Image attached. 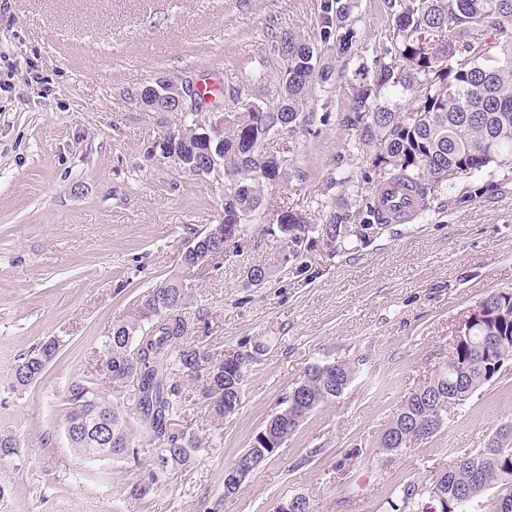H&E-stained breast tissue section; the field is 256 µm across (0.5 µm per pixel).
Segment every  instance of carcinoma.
I'll use <instances>...</instances> for the list:
<instances>
[{"mask_svg": "<svg viewBox=\"0 0 512 512\" xmlns=\"http://www.w3.org/2000/svg\"><path fill=\"white\" fill-rule=\"evenodd\" d=\"M393 37L376 61L371 78L351 85L350 125L363 128L373 145V164L379 185L401 184L413 194L418 210L431 202L448 182L445 174L469 178L484 169L512 162V35L503 42L484 38L492 28L512 30V0H387ZM356 0H321L319 35L306 39L293 31L281 34L275 50L286 62L276 105L267 107L238 99L237 119H224L222 140L211 143L224 159V198L233 199L224 210V223H237L236 212L255 214L265 188L278 181L286 166L282 156L269 154V136L301 123L304 108L316 87L328 89L336 82L335 67L326 52L338 58L351 54L358 32L353 12ZM406 94L412 106L398 112L378 103L382 93ZM204 130L191 121L179 131L182 145H197ZM364 224H382L379 203L366 199ZM348 214L332 213L322 225L327 241L336 242L337 225ZM292 253H297L309 226L305 217L288 213L278 224ZM208 233L192 245L206 250L230 246ZM194 285L179 277L154 286L128 318L112 326L102 341L107 371L94 369L92 378L71 383L66 400V426L79 429L71 446L79 453L101 445L98 434L87 428L101 407L112 409V456L140 461L141 438L156 444L163 464L183 465L199 448L197 440L173 427L182 410L183 386L178 372L186 371L201 384L202 396L215 413L226 416L242 403V383L252 354L242 352L239 365H226L199 346L187 343L188 322L182 310ZM489 312L470 339L451 348L448 363L428 382L411 392L380 439V454L390 457L422 439L418 424L450 407L465 404L479 389L494 381L489 369L512 364V290L488 295ZM59 349L58 344L34 348L15 370L13 388L23 389L33 380L23 370L39 371ZM354 376L346 363L311 366L303 380L286 397V407L261 429L254 446L240 457L264 462L283 447L320 404L338 398ZM132 378L128 413L101 394L100 384L123 383ZM448 496L447 512H470L477 501L496 492L512 501V431L497 430L481 448L458 457L443 468Z\"/></svg>", "mask_w": 512, "mask_h": 512, "instance_id": "1", "label": "carcinoma"}]
</instances>
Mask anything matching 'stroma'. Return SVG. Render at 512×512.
I'll use <instances>...</instances> for the list:
<instances>
[{"instance_id": "1", "label": "stroma", "mask_w": 512, "mask_h": 512, "mask_svg": "<svg viewBox=\"0 0 512 512\" xmlns=\"http://www.w3.org/2000/svg\"><path fill=\"white\" fill-rule=\"evenodd\" d=\"M320 0H0V512H275L304 494L313 512H386L395 488L432 478L512 419V373L448 409L433 436L380 460L400 404L448 361L454 331L487 295L512 289V168L449 182L407 224L365 225L378 175L350 126L347 82L371 75L387 44L385 0H359L360 38L306 120L269 137L288 168L237 246L185 272L189 241L224 219V181L162 163L159 141L185 120L138 99L159 78L215 80L214 112L234 93L273 105L285 30L318 32ZM491 192H482V185ZM323 224L349 214L333 245L310 233L287 257L278 212ZM265 267L259 285L246 271ZM188 275L189 340L215 356L254 354L234 414L209 412L185 380L179 429L201 447L186 465L91 461L65 431L72 381L94 369L102 340L151 288ZM59 350L38 381L14 390L25 353ZM349 363L342 396L321 404L232 496L224 469L279 411L314 364ZM156 475L147 495L138 485Z\"/></svg>"}]
</instances>
